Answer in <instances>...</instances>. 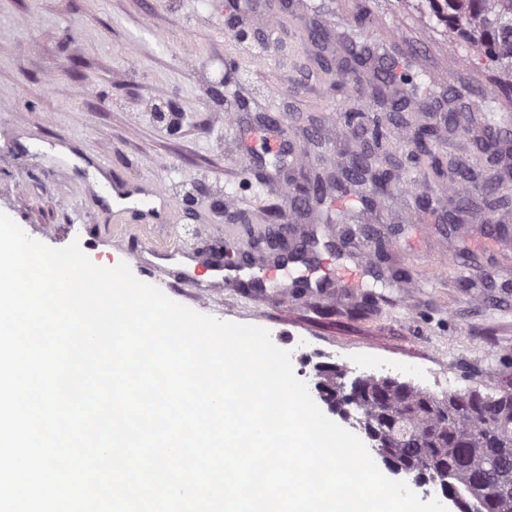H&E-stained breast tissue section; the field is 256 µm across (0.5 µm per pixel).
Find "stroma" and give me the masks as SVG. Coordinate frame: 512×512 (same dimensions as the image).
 Here are the masks:
<instances>
[{
  "mask_svg": "<svg viewBox=\"0 0 512 512\" xmlns=\"http://www.w3.org/2000/svg\"><path fill=\"white\" fill-rule=\"evenodd\" d=\"M365 1L363 16L358 0H295L280 12L271 49L259 14L226 0H0V212L48 246L82 241L103 267L111 266L108 243L119 236L134 254L152 245L208 251L214 224L243 254L271 231L290 243L307 239L313 263H289L253 288L225 289L211 301L210 315L228 311L233 321L254 325L264 314L275 334L284 314L292 337L281 349L294 350L303 338L358 362H390L393 378L416 387L441 374L459 392H494L512 376V232L492 237L474 226H449L454 171L423 177L404 163L415 177L409 189L370 210L348 200L344 224L270 218L288 208L272 183L345 170L355 151L370 149L368 133L349 129L344 118L391 112L374 87L385 55L403 50L386 36L392 17L403 20L414 49L411 93L422 101L421 111H409L404 135L390 142L393 157L408 148L415 124L438 122L451 109L470 111L471 123L443 136L439 149L472 167L488 165L473 140L484 120L512 133L503 105L484 96L489 73L466 66L452 84L422 90L428 73L449 62L441 27L397 0ZM315 28L324 31L331 55L351 44L365 47L354 84L318 64L309 37ZM170 102L182 114L174 130L158 113ZM228 111L239 114V130L225 128ZM273 115L283 119L280 136L289 150L308 154L305 170L270 153L256 156ZM59 137L70 146L64 165L48 147ZM100 158L114 180L167 188L180 216L175 226L147 209L133 218L137 235L127 237L103 204L94 170ZM188 195L194 208L184 204ZM413 210L424 211L423 223H405ZM375 239L383 259L361 264ZM339 259L354 276L337 287V301L293 287L294 278Z\"/></svg>",
  "mask_w": 512,
  "mask_h": 512,
  "instance_id": "obj_1",
  "label": "stroma"
}]
</instances>
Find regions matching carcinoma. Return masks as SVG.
Here are the masks:
<instances>
[{
	"label": "carcinoma",
	"mask_w": 512,
	"mask_h": 512,
	"mask_svg": "<svg viewBox=\"0 0 512 512\" xmlns=\"http://www.w3.org/2000/svg\"><path fill=\"white\" fill-rule=\"evenodd\" d=\"M430 14L448 29L454 43L472 47L475 68L512 77V0H426ZM410 81L392 58L378 76L380 89L398 90ZM439 131L421 126L414 131L413 150L430 166L443 165L434 148ZM387 152L385 140L356 156L346 174L331 181L311 182L305 201L340 202L348 197L369 205L374 197L402 189L398 174L381 177L376 155ZM463 181L512 179V168L481 175L460 174ZM336 373V387L346 404L358 409L382 435L386 452L403 466L438 473L459 512H512V378L492 394L450 393L437 399L428 392L391 378H360L346 385Z\"/></svg>",
	"instance_id": "carcinoma-1"
}]
</instances>
